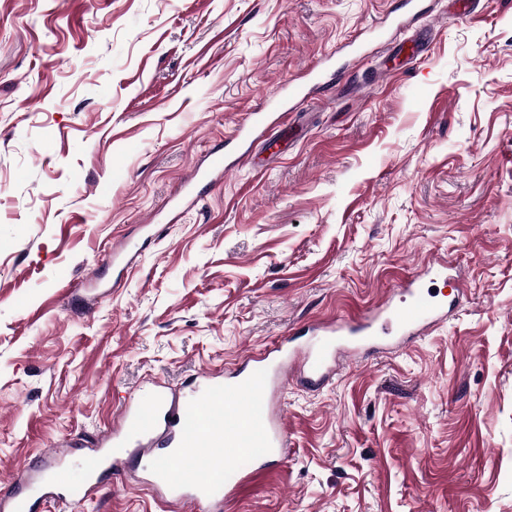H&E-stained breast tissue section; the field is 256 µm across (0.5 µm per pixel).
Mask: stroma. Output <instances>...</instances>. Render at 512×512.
I'll return each mask as SVG.
<instances>
[{
    "label": "stroma",
    "mask_w": 512,
    "mask_h": 512,
    "mask_svg": "<svg viewBox=\"0 0 512 512\" xmlns=\"http://www.w3.org/2000/svg\"><path fill=\"white\" fill-rule=\"evenodd\" d=\"M473 2L0 0V471L417 273L453 313L289 377L287 454L224 512H512V0ZM327 61L238 166L245 115ZM143 477L78 512H161ZM224 155L213 153L207 167H195L184 180V188L191 189L200 183L216 182L224 174Z\"/></svg>",
    "instance_id": "stroma-1"
}]
</instances>
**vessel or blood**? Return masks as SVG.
Segmentation results:
<instances>
[{"instance_id":"obj_1","label":"vessel or blood","mask_w":512,"mask_h":512,"mask_svg":"<svg viewBox=\"0 0 512 512\" xmlns=\"http://www.w3.org/2000/svg\"><path fill=\"white\" fill-rule=\"evenodd\" d=\"M286 102L273 111L253 113L241 134H267L280 126L287 102L301 99V90L289 86ZM224 174V157L212 154L207 167L194 168L184 180L185 188L212 183ZM400 293L408 297L406 307L396 310L391 297H383L370 312L346 320L315 323L307 331L321 340V349L310 360L303 382L319 386L333 372L337 356H350L371 341L377 332L397 333L402 339L416 336L438 317L439 311L426 301L418 277L400 281ZM297 352L292 338L273 348L249 356L242 367L217 383L203 374V388L180 400L160 396L147 410L128 408L112 420L111 432L93 448L84 479H71L68 470L23 466L9 481L10 491L0 496V512H36L41 500L64 507L82 503L104 473L119 475L123 461L117 451L130 449L142 461L150 488L164 492L167 512H176L187 500L205 503L207 512H222L224 493H235L250 476L265 473L270 459L282 457L288 445L284 418L275 416L270 396L283 381L286 364ZM204 458L205 478L182 481L172 470L174 463ZM249 459L250 475H242L237 459Z\"/></svg>"}]
</instances>
